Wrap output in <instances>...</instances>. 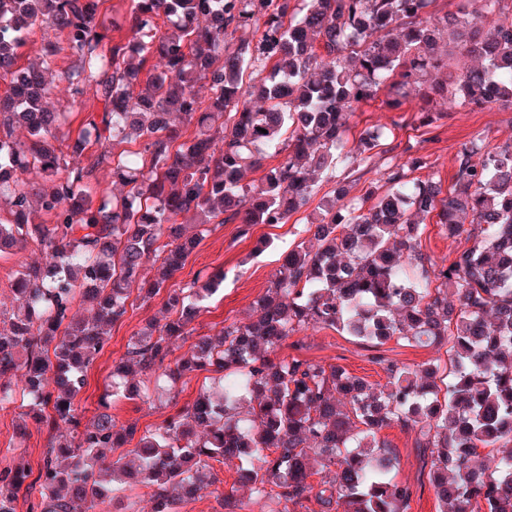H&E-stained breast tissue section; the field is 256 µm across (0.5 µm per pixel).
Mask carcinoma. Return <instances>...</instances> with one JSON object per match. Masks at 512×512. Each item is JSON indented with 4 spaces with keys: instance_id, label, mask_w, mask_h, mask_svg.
I'll use <instances>...</instances> for the list:
<instances>
[{
    "instance_id": "cac0c4a2",
    "label": "carcinoma",
    "mask_w": 512,
    "mask_h": 512,
    "mask_svg": "<svg viewBox=\"0 0 512 512\" xmlns=\"http://www.w3.org/2000/svg\"><path fill=\"white\" fill-rule=\"evenodd\" d=\"M101 2L0 0V24L28 22L24 34L0 28V251L33 245L47 258L22 266L17 306L0 309V408L18 405L50 436L38 472L0 467V512L20 498L28 512H98L118 483L147 489L151 512H180L215 483V465L234 461L251 497L224 496L223 512H297L311 498L320 512H408L413 490L377 438L394 423L414 433L439 512H512L511 142L462 144L446 190L412 177L426 165L420 139L384 184L360 196L358 180L337 184L342 204L320 203L254 315L212 336H193L191 323L214 278L170 284L210 225L238 222L244 236L285 224L315 196L311 173L371 172L393 132L367 128L350 149L348 132L381 88L398 108L444 70L436 94L511 106L512 0H466L450 14L438 0H131L132 37L119 41ZM247 29L252 38L237 37ZM445 31L480 65L454 66ZM38 39L42 58L19 64ZM58 55L72 65L56 68ZM88 88L102 108L72 139L66 113L47 103L64 90L72 112ZM267 158L277 163L265 168ZM107 167L118 192L101 186ZM259 169L258 183H243ZM433 213L465 247L432 272L420 219ZM188 215L192 235L179 222ZM135 290L144 300L166 291L161 316L135 333L85 422L74 400ZM81 301L91 306L83 318ZM310 328L377 351L385 384L270 358ZM178 337L190 344L175 357ZM391 340L444 346L447 361L412 367L381 354ZM200 378L212 385L153 432L112 416V401L151 381L172 393ZM102 448L118 452L106 467ZM480 448L490 464L478 463Z\"/></svg>"
}]
</instances>
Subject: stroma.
<instances>
[{"label": "stroma", "instance_id": "obj_1", "mask_svg": "<svg viewBox=\"0 0 512 512\" xmlns=\"http://www.w3.org/2000/svg\"><path fill=\"white\" fill-rule=\"evenodd\" d=\"M390 100V91L383 88L372 100L361 104L350 119L351 137H358L366 128L384 126L393 129L397 141L404 143L412 133L410 124L416 112L427 107L441 113V120L421 145L427 165L417 170L416 175L423 179L431 176L440 179L443 186H450L452 182L455 155L462 143L479 134L487 136L494 144L512 142V107L497 106L480 111L453 105L434 94L426 102L418 96H410L402 109L396 110ZM314 215V208L309 205L292 215L287 223L256 224L244 236L239 233V224L213 225L173 278L174 284L181 287L193 282L201 272L219 278L217 292L200 304L193 323L197 335L216 334L222 327L249 317L256 301L270 287L272 276L285 255L304 240L303 229ZM163 302L160 294L144 301L134 300L123 321L110 326L109 344L88 368L86 384L75 400L84 418L93 416L104 382L124 357L134 333L158 316ZM277 354L337 364L373 385L385 381L380 366L370 360V350L352 337L330 330L298 332L286 340ZM169 412L168 406L138 398L119 399L112 404V415L117 422L134 425L142 433L159 427ZM380 437L397 452V481L414 489L409 512H438V502L414 446L413 434L395 424L383 429ZM48 443L46 432L38 430L35 424H24L18 408L9 405L0 409V450H12L15 459L35 470ZM229 493L242 499L250 496L249 489L238 483L236 467L231 463L218 470L216 483L200 497L184 503L181 512H221L218 498Z\"/></svg>", "mask_w": 512, "mask_h": 512}]
</instances>
